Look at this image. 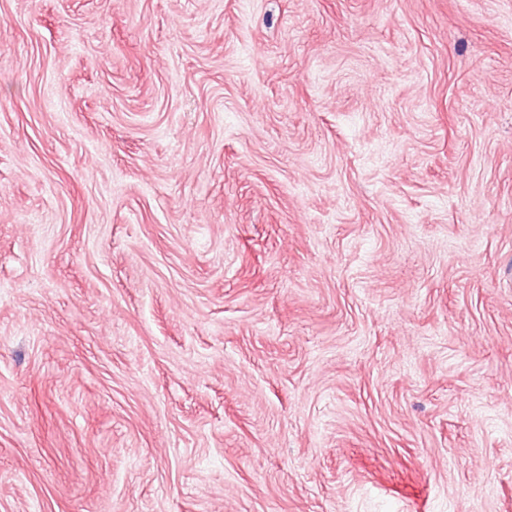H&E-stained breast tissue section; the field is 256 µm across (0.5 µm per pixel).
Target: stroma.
I'll use <instances>...</instances> for the list:
<instances>
[{
	"instance_id": "1",
	"label": "stroma",
	"mask_w": 512,
	"mask_h": 512,
	"mask_svg": "<svg viewBox=\"0 0 512 512\" xmlns=\"http://www.w3.org/2000/svg\"><path fill=\"white\" fill-rule=\"evenodd\" d=\"M0 512H512V0H0Z\"/></svg>"
}]
</instances>
